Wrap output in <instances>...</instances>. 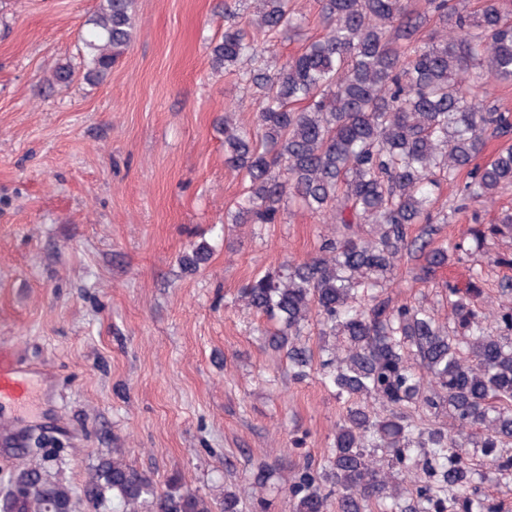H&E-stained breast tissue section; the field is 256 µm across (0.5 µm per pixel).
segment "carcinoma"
Segmentation results:
<instances>
[{
	"mask_svg": "<svg viewBox=\"0 0 512 512\" xmlns=\"http://www.w3.org/2000/svg\"><path fill=\"white\" fill-rule=\"evenodd\" d=\"M242 21L224 7L227 26L211 46L212 65L254 88L255 119L241 126L228 114L217 123L224 162L246 183L234 224H279L296 202L336 225L319 254L287 262L239 288V301L275 322L270 349L298 369L311 366V351L297 342L315 321L337 342L320 362L324 379L347 396L334 449L322 478L335 495L336 512H442L443 504L475 512L480 504L463 491L472 470L460 449L468 430L482 431L480 447L504 470L496 449L512 443V339L485 326L467 297L448 287L452 316L463 335L448 330L425 309L372 297L406 255L424 260L423 277L448 262L432 246L434 189L443 178L471 168L463 187L471 201L494 199L512 186V145L474 168L485 139L512 131V114L477 100L478 78L512 82V17L498 0L462 12L450 0H317L324 33L272 73L262 63L272 39L295 28L291 0H255ZM135 0H99L86 20L85 78L101 82L133 42ZM73 70L55 67L47 83L67 85ZM359 224L373 235H357ZM424 225L412 235L413 226ZM512 231V222L490 224L473 242ZM202 244L180 257L187 269L206 262ZM414 405L447 411L456 429L421 430L401 412ZM386 414H380V410ZM387 448L397 462L416 450L426 457V479L378 463L371 449ZM6 512H72L70 487L37 467L12 483ZM95 498L118 500L124 512H213L204 498L178 488L156 494L151 481L121 459L104 460L92 474ZM295 512H326L327 495L304 471L288 487Z\"/></svg>",
	"mask_w": 512,
	"mask_h": 512,
	"instance_id": "1",
	"label": "carcinoma"
}]
</instances>
